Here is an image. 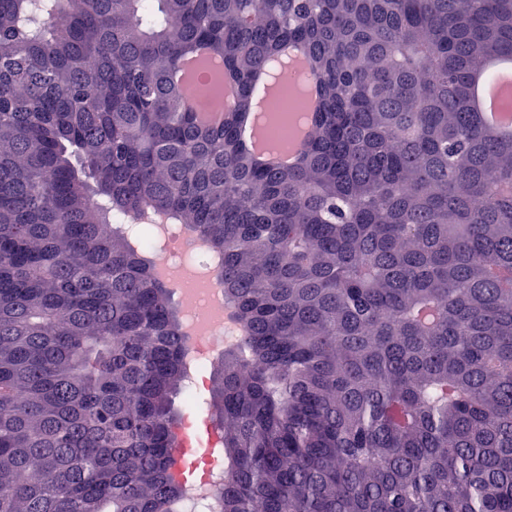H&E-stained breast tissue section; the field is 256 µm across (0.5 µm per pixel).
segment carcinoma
Returning a JSON list of instances; mask_svg holds the SVG:
<instances>
[{"label":"carcinoma","mask_w":512,"mask_h":512,"mask_svg":"<svg viewBox=\"0 0 512 512\" xmlns=\"http://www.w3.org/2000/svg\"><path fill=\"white\" fill-rule=\"evenodd\" d=\"M205 46L201 119L169 70ZM291 169L239 137L288 46ZM512 0H0V512H182L187 339L109 220L222 254L216 512H512V138L470 86ZM271 69L276 75L288 74L292 87L308 104L304 112L294 122L295 146L288 150L272 146L266 136L268 114L264 110L265 102L272 97L280 84L268 76L262 77L255 89L256 107L240 128V138L256 159L271 167L291 168L298 164L300 155L298 148L306 141L313 120V109L319 97L318 83L309 75L305 57L302 51L294 46L287 47L273 62Z\"/></svg>","instance_id":"obj_1"}]
</instances>
